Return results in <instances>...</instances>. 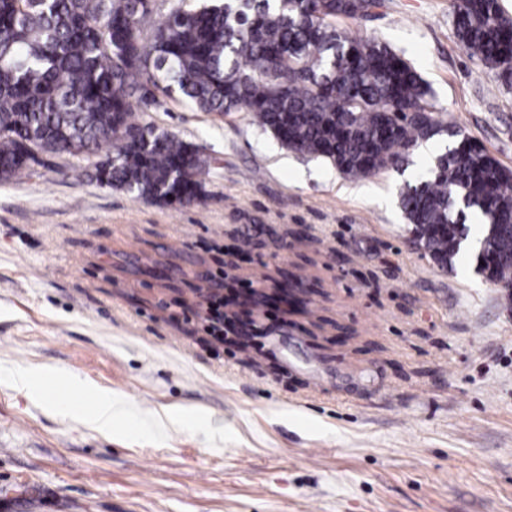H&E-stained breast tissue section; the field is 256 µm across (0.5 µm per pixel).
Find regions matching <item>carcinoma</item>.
<instances>
[{
	"mask_svg": "<svg viewBox=\"0 0 512 512\" xmlns=\"http://www.w3.org/2000/svg\"><path fill=\"white\" fill-rule=\"evenodd\" d=\"M152 0H0V183L39 155L104 153L86 175L135 199L194 205L207 197L202 148L149 119L159 97L201 112L246 110L283 147L366 178L398 169L419 143L452 146L405 184L413 243L446 268L486 226L477 261L512 286V171L446 126L403 54L351 38L381 0H170L145 34ZM453 34L486 70L512 80V18L500 0H448Z\"/></svg>",
	"mask_w": 512,
	"mask_h": 512,
	"instance_id": "carcinoma-1",
	"label": "carcinoma"
}]
</instances>
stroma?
Masks as SVG:
<instances>
[{
    "instance_id": "obj_1",
    "label": "stroma",
    "mask_w": 512,
    "mask_h": 512,
    "mask_svg": "<svg viewBox=\"0 0 512 512\" xmlns=\"http://www.w3.org/2000/svg\"><path fill=\"white\" fill-rule=\"evenodd\" d=\"M404 52L448 125L512 169V83L453 35L448 0H385L345 19ZM155 123L202 146L209 196L160 206L51 156L0 183V512H512V295L411 241L405 183L444 149L353 179L248 112L163 100ZM287 270L305 311H257L233 346L207 300ZM64 371L112 392V432L78 392L15 388ZM204 409L160 430L158 415Z\"/></svg>"
}]
</instances>
